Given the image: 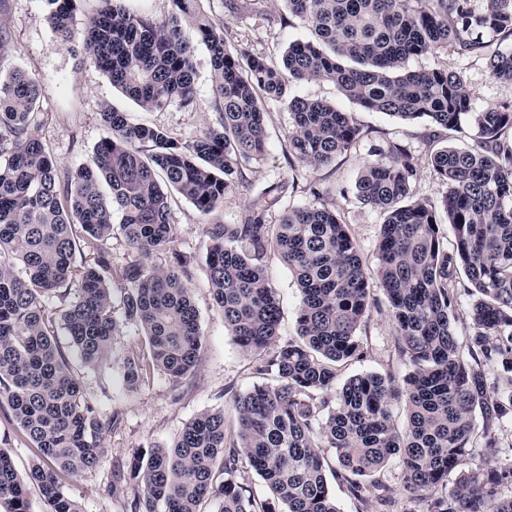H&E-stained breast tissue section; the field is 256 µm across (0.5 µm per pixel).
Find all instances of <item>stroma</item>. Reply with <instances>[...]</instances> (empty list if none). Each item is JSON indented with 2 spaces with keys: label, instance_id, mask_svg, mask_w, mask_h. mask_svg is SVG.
<instances>
[{
  "label": "stroma",
  "instance_id": "obj_1",
  "mask_svg": "<svg viewBox=\"0 0 512 512\" xmlns=\"http://www.w3.org/2000/svg\"><path fill=\"white\" fill-rule=\"evenodd\" d=\"M206 8L223 21L224 38L229 46L266 55L276 63L289 42L309 37L301 21H288V12L278 0H264L260 5L252 0H208ZM46 15L45 0H0V20L6 23L9 41L7 52L0 54V74L21 69L41 81L37 133L48 144L59 168L72 169L85 162L106 134L100 114L108 108L127 113L132 122L166 129L181 141L190 139L214 121L211 65L205 48H197L195 54L193 104L186 106L175 99L163 110L144 112L112 87L80 44L64 45L49 27ZM409 66L438 67L462 74L471 89L475 110L512 101V85L491 78L485 61L448 51L411 60ZM291 93L336 103L365 129V136L357 145L333 163L310 172L309 177L321 188H333L327 205L339 212L359 241L366 266L376 268L375 245L382 217L357 199L352 191L354 181L373 146L395 141L422 161L412 187L414 196L439 198L442 187L425 163L429 124L365 111L327 81L299 83L292 86ZM289 125L288 113L270 105L266 119L267 152L253 163L248 182L225 197L220 207L225 219L241 214L247 203L267 186L292 179L287 160ZM342 186L347 187V195L339 194ZM170 221L177 227L175 249L195 258L194 299L205 340L202 364L190 383L178 386L159 374L133 391L123 384L120 367L83 373L85 388L99 413L105 417L120 413L123 422L118 429L105 434L103 444L107 453L99 466L72 475L63 484L66 494L80 503L82 512H119V503L106 492L114 465L130 459L136 449L169 444L186 423L203 411L220 409L225 419H233L234 397L248 391L257 381L253 358L239 350L212 305L203 270L205 218L192 203L177 196L171 202ZM267 275L280 298L279 336L285 341L296 335L299 292L288 267L276 257H269ZM362 333L367 338V353L363 360L342 368V377L365 372H390L401 377L407 373V366L397 355L392 326L386 316L372 314Z\"/></svg>",
  "mask_w": 512,
  "mask_h": 512
}]
</instances>
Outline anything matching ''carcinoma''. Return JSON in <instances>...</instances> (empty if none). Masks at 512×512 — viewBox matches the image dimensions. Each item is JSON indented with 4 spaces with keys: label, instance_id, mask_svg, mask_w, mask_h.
I'll return each instance as SVG.
<instances>
[{
    "label": "carcinoma",
    "instance_id": "cac0c4a2",
    "mask_svg": "<svg viewBox=\"0 0 512 512\" xmlns=\"http://www.w3.org/2000/svg\"><path fill=\"white\" fill-rule=\"evenodd\" d=\"M63 43L75 38L77 0H46ZM82 34L85 54L144 111L194 101V56L212 68L215 121L182 142L164 129L101 113L107 136L89 159L61 170L37 135L41 82L22 70L0 76V409L34 449L26 477L0 448V502L30 512L28 486L48 512H82L63 480L97 467L107 448L105 420L81 384L85 370L114 363L131 390L162 374L174 383L201 365L204 337L192 281L194 259L173 251L171 193L209 216L247 182L266 151V101L286 110L288 163L310 171L363 137L352 115L323 100L290 94L292 84L324 80L368 112L425 119L463 133L465 148L444 146L429 161L441 199H415L418 159L403 145L371 148L354 184L380 212L374 296L361 249L336 209L320 202L283 208L286 184H271L233 223L206 227L205 274L224 328L261 378L234 400L235 433L222 410L188 422L169 446L135 453L112 473L108 492L122 512H340L327 475L359 503L392 512L380 474L396 460L411 507L404 512H512V453L497 425L512 416V104L473 111L464 77L412 70L414 58L452 49L486 61L512 84V0H280L311 37L288 44L281 65L231 49L224 23L205 0H173L157 19L124 0H99ZM454 233L444 245L439 225ZM121 237L128 259L112 258ZM172 253L158 264L153 258ZM277 256L300 291L298 339L278 342L280 302L266 259ZM120 300H114V290ZM471 335L459 342V290ZM392 323L409 372H374L342 381L339 367L362 360L361 329L373 313ZM124 326L140 339L121 348ZM67 342L61 343L59 332ZM405 403L401 430L394 409ZM333 450L337 465L324 449ZM485 462L472 467L475 457ZM248 465L265 484L257 496Z\"/></svg>",
    "mask_w": 512,
    "mask_h": 512
}]
</instances>
